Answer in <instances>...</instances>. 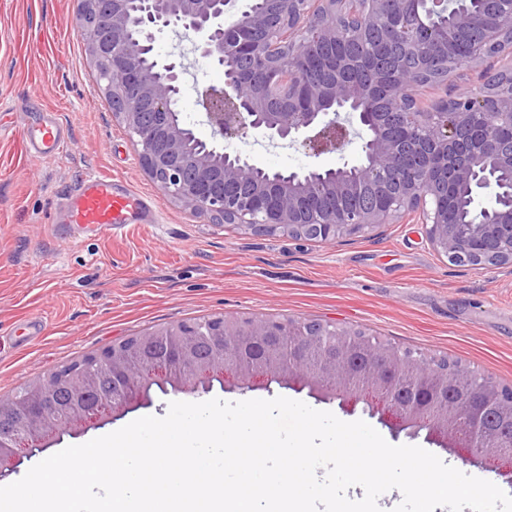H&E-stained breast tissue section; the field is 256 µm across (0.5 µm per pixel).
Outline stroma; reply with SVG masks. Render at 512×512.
I'll use <instances>...</instances> for the list:
<instances>
[{
    "instance_id": "35a3bbf8",
    "label": "stroma",
    "mask_w": 512,
    "mask_h": 512,
    "mask_svg": "<svg viewBox=\"0 0 512 512\" xmlns=\"http://www.w3.org/2000/svg\"><path fill=\"white\" fill-rule=\"evenodd\" d=\"M78 0H0V398L82 356L162 325L209 316L308 318L362 328L382 341L444 355L512 387V270L456 267L439 254L417 215L365 236L307 241L217 224L171 201L143 170L128 130L95 89L78 30ZM159 63L182 69V121L213 138L197 93L222 85L182 27L158 34ZM57 113L74 143L43 161L21 132ZM364 133L318 156L260 130L217 149L241 151L272 171L338 168L363 156ZM107 175L149 197L153 224L101 234L57 221L86 176ZM512 494V482L461 448L394 435Z\"/></svg>"
}]
</instances>
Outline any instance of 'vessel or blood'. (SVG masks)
Wrapping results in <instances>:
<instances>
[{
	"label": "vessel or blood",
	"mask_w": 512,
	"mask_h": 512,
	"mask_svg": "<svg viewBox=\"0 0 512 512\" xmlns=\"http://www.w3.org/2000/svg\"><path fill=\"white\" fill-rule=\"evenodd\" d=\"M22 136L30 154L39 159L61 156L71 148L63 125L52 115L24 128ZM153 213V204L143 196L110 177L90 175L65 199L60 220L108 232L136 219L150 220Z\"/></svg>",
	"instance_id": "b4317fda"
}]
</instances>
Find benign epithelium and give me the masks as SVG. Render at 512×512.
<instances>
[{
	"label": "benign epithelium",
	"mask_w": 512,
	"mask_h": 512,
	"mask_svg": "<svg viewBox=\"0 0 512 512\" xmlns=\"http://www.w3.org/2000/svg\"><path fill=\"white\" fill-rule=\"evenodd\" d=\"M78 25L94 64L96 88L133 135L150 179L180 206L215 223L263 235L325 240L367 235L416 213L433 248L457 267L512 268V208L486 219L474 210L466 224L448 223V183L473 200L485 163L512 173V147L494 130L512 126V0L477 23L458 0H393L400 38L418 54L416 69L394 81L392 67L374 60L370 78L352 77L357 62L330 60L335 77L310 83L300 48L338 40L361 42L388 23L387 0H266L262 10L229 13L231 0H80ZM192 33L201 55L224 66V85L200 93L213 133L243 140L261 129L272 139L298 140L317 156L340 149L347 137L338 123L348 112L366 133L365 160L350 167L317 166L261 177L264 167L246 155L219 151L195 136L180 118L184 96L176 65L143 67L155 36L171 25ZM474 35L460 58L423 51ZM482 70L478 89L417 107L416 91L440 74L461 78ZM487 134L473 144L470 130ZM327 200L338 203L328 212ZM162 338L174 344L163 359L149 350ZM120 376L112 393L94 403L95 368ZM265 389L296 382L319 401L338 400L352 413L364 403L398 431L417 426L429 434L459 437L480 457L512 466V426L483 434L493 416H512V388L446 357L416 355L367 331L314 319L218 316L164 326L122 340L29 382L0 400V470L63 439L104 425L133 403H146L154 384L181 393ZM64 390L69 404L49 405Z\"/></svg>",
	"instance_id": "7a95c632"
}]
</instances>
